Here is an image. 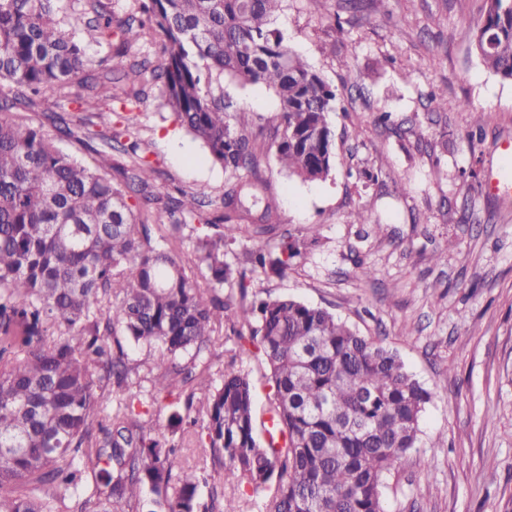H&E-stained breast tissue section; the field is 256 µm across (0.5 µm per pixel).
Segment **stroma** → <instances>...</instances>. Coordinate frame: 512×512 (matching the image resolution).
I'll return each instance as SVG.
<instances>
[{
  "instance_id": "stroma-1",
  "label": "stroma",
  "mask_w": 512,
  "mask_h": 512,
  "mask_svg": "<svg viewBox=\"0 0 512 512\" xmlns=\"http://www.w3.org/2000/svg\"><path fill=\"white\" fill-rule=\"evenodd\" d=\"M484 0H288L274 21L284 43L335 88L336 162L304 182L274 151L260 170L300 254L288 275H247L249 295L292 297L382 339L431 394L417 448L386 474V512H512V198L492 196L487 169L506 173L512 81L487 70L472 33ZM224 93L259 117L272 140L277 102L228 80ZM117 101L98 130L137 140L160 183L210 199L230 175L161 108ZM459 100L469 110L456 109ZM387 124H377L381 113ZM483 126H475L474 113ZM367 221L355 223L356 212ZM318 226L311 235L310 226ZM447 258L434 262L433 254Z\"/></svg>"
}]
</instances>
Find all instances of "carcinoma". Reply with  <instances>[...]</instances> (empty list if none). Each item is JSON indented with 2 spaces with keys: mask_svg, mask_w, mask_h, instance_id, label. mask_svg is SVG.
Masks as SVG:
<instances>
[{
  "mask_svg": "<svg viewBox=\"0 0 512 512\" xmlns=\"http://www.w3.org/2000/svg\"><path fill=\"white\" fill-rule=\"evenodd\" d=\"M283 2L134 0V12L116 20L102 0L67 13L62 0H0V84L16 88L0 103V512H241L226 490L244 481L262 496V512H385V475L417 447L430 392L395 350L323 308L290 297L246 302V271L224 261V244L238 239L255 242L246 262L278 275L300 254L266 195L262 131L224 96V77L276 95L272 146L290 173L325 180L334 166L336 90L284 46L273 27ZM484 2L474 50L512 80V0ZM64 24L97 44H112L118 29L126 69L116 78L94 72ZM157 35L160 58L149 68L138 55ZM121 80L131 110L156 86L232 176L222 213L208 222L216 232L195 237L192 269L155 244L140 211L166 214L180 235L210 203L157 183L136 141L120 145L132 161L117 167L112 139L91 145L92 113ZM46 92L84 112L74 141L95 164L59 150L43 125L1 114ZM231 320L239 352L214 374L209 355ZM122 336L158 351L150 395L178 396L171 434L203 415L198 442L222 482L175 471L180 444L133 403L102 417L112 389L130 388L137 374ZM251 346L270 372L267 412L280 447L258 429L241 359Z\"/></svg>",
  "mask_w": 512,
  "mask_h": 512,
  "instance_id": "cac0c4a2",
  "label": "carcinoma"
}]
</instances>
